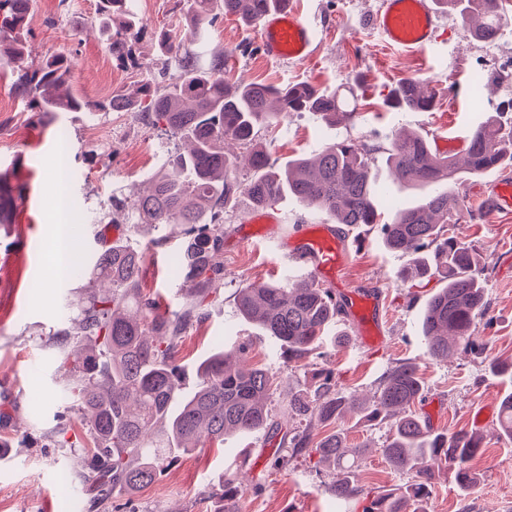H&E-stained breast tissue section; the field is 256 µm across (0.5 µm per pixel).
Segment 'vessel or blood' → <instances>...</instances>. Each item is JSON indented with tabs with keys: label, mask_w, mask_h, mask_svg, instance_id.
I'll list each match as a JSON object with an SVG mask.
<instances>
[{
	"label": "vessel or blood",
	"mask_w": 512,
	"mask_h": 512,
	"mask_svg": "<svg viewBox=\"0 0 512 512\" xmlns=\"http://www.w3.org/2000/svg\"><path fill=\"white\" fill-rule=\"evenodd\" d=\"M438 11L435 0H382L372 25L384 43L405 54L431 47L437 39ZM260 50L269 59L310 57L315 50L316 29L293 0H278L274 11L258 23ZM488 206L486 215L512 211V180L503 178L483 190ZM250 223L261 225L267 238L276 240L279 252L292 272H306L312 278L332 284L343 278L350 251L331 224L310 227L290 239L278 238V216L265 209L252 211ZM351 302L358 310L361 345L381 343L382 309L376 293L365 290L354 294Z\"/></svg>",
	"instance_id": "vessel-or-blood-1"
}]
</instances>
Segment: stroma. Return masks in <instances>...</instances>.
Returning <instances> with one entry per match:
<instances>
[{"instance_id": "stroma-1", "label": "stroma", "mask_w": 512, "mask_h": 512, "mask_svg": "<svg viewBox=\"0 0 512 512\" xmlns=\"http://www.w3.org/2000/svg\"><path fill=\"white\" fill-rule=\"evenodd\" d=\"M299 10L316 25L318 51L302 61H276L259 49V29L233 16L211 29V47L223 52L230 78H244L276 86L310 82L329 91L349 94L355 111L352 124L330 125L309 114H294L281 126L261 131L271 163L282 167L289 160L345 137L373 148L381 183L389 184L390 201L382 202L383 214L393 204H412L421 191L390 182L384 150L395 133L426 131L430 138L443 135L469 137L485 118L512 99L502 82L504 70H512V0H499L509 17L493 46L468 37L456 12L439 17L440 37L418 54L404 56L388 47L370 20L381 0H294ZM135 11L146 26L136 45L139 68L118 66L107 51L94 22L95 0H69L60 11L58 0H37L31 19L27 57L37 62L63 51L70 55L73 77L70 90L102 102L112 94L138 83L143 71L157 58L152 33L165 27L180 32L179 13L173 0H136ZM480 77L485 89L480 101L457 93V79ZM439 79L434 108L428 112H399L386 98L397 84L408 79ZM12 68L0 64V173L23 189L15 201L12 220L0 224V439L11 442L10 454L0 457V512H90L77 477L71 476L76 448H24L22 435L34 437L63 423L71 439H82L81 416L66 411L63 391L67 383L58 372L63 353L58 329L68 327L70 305L79 303L85 282L59 278L52 288L43 283L51 273L50 229L55 216L50 205L57 193H65L76 257L91 258L98 245L95 227L110 211L113 196L145 187L159 166L169 144L160 131L143 124L131 112H45L21 110L11 93ZM66 127L70 136L69 173L61 175L54 159L56 133ZM512 177V167L488 173L486 178L457 182L456 193L464 203L452 230L484 258L481 279L485 301L475 319L474 339L485 344L483 354L457 349L443 360L423 355L419 318L425 301L442 286L432 275L402 282L407 257L388 252L377 230L358 227L351 231L363 245L352 251L345 269L349 289L377 290L383 305L385 341L371 349L362 347L352 312L343 315L345 341L327 337L306 358L291 362L273 347L270 337L241 318L235 295L241 285L281 278L287 265L270 240L249 243L238 232L251 204L245 196L231 200L224 211V286L220 298L201 322L190 326L180 341L179 357L186 385L195 382L196 368L216 346L248 348L250 363L275 373L279 386L267 401L272 420L288 433L309 430L312 441L341 432L347 445L362 448L357 471L360 485L375 494L404 487L410 476L385 462L381 449L390 436L389 421H366L349 411L332 423L307 419L283 421L281 408L292 394L312 389L317 372L333 370L342 395L364 401L376 391L383 375L396 364L412 361L419 367L423 398L414 410L423 421H434L438 433L470 427L479 407L499 410L505 394L512 392V376L502 366L512 363V215L479 220L477 195L483 182ZM147 229L124 236V243L142 252L141 287L157 296L163 307L178 310L185 297L180 281L169 270L180 238H167L149 246ZM483 451L473 461L475 486L460 491L455 465L440 462L428 512H505L512 505V440L504 437L497 422L482 428ZM248 449L252 469L249 487L241 499V512H362L361 500L337 503L328 491L337 471L319 465L317 455L306 448L294 455L285 472L271 467L268 432L231 438L224 445L210 442L181 457L152 485L133 497L132 504L118 499L112 512H209L201 489L225 479L239 481L241 449ZM69 473L66 491H58L60 473Z\"/></svg>"}]
</instances>
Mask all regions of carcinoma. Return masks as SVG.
Listing matches in <instances>:
<instances>
[{"label": "carcinoma", "instance_id": "carcinoma-1", "mask_svg": "<svg viewBox=\"0 0 512 512\" xmlns=\"http://www.w3.org/2000/svg\"><path fill=\"white\" fill-rule=\"evenodd\" d=\"M36 0H0V58L13 64L11 89L33 112H134L147 124L176 141L167 150L149 188L111 206L125 212L133 231L150 225L164 235L180 227L183 246L175 259V275L192 284L189 301L179 311L161 310L159 302L140 292L142 254L117 240L97 250L90 263L75 264L73 279L89 278L101 284L72 310L78 326L67 336L68 352L60 368L69 374L65 388L70 408L86 426L84 452L74 469L82 491L95 512H109L115 492L133 495L154 483L179 458L207 440L224 443L235 433L268 428L266 400L276 377L267 368L246 363L245 347H222L204 358L198 381L189 391L181 382L179 340L187 327L206 316L221 295L224 265L220 252L224 236V206L234 195L246 196L254 207H272L291 196L329 213L346 227L380 225L383 246L411 258L405 278L438 273L446 280L428 300L421 318L425 354L438 360L459 346L472 348L474 321L484 305L480 278L481 256L445 225L453 223L460 198L451 188L464 175L493 170L497 160L512 161V125L489 116L469 138L463 165L431 150L428 134L395 135L386 151V165L404 184L430 189L418 203L395 209L380 223L372 149L352 138L324 145L311 156L273 169L267 155L254 146L262 129L277 127L293 112H309L334 123L336 117H354L334 92L308 83L274 87L242 79L224 78V54L211 53L207 28L221 16L232 15L247 25L277 4V0H175L183 34L167 29L157 34L161 67L152 70L130 90L104 103L67 91L72 64L65 53L34 63L27 60L26 43ZM95 23L118 65H136L133 43L142 32L132 0H97ZM457 8L462 18L480 16L467 28L470 38L493 41L503 24L498 0H436ZM434 93L413 80L392 90L387 105L411 112H428ZM231 139L247 152L244 159L224 151ZM250 175L239 177L240 164ZM21 188L0 174V215L9 220L15 194ZM239 314L272 337L290 358L310 353L327 329L337 324L342 305L330 290L314 282L249 283L235 298ZM423 392L418 366L412 361L390 368L371 400L360 405L370 421H392V434L382 454L395 470L413 472L409 484L390 494L368 497L363 512H374L378 500L383 512H427L435 479V464L455 462L457 486L466 490L475 482L471 462L480 453V437L458 430L432 434L409 411ZM357 406L336 392V379L327 372L314 390L288 399L287 417L310 416L335 422ZM499 426L512 437V395L501 403ZM319 462L342 475L329 485L338 501L363 494L357 461L363 450L347 445L340 432L320 439L314 448ZM217 501L214 512H240L244 486L220 481L201 490Z\"/></svg>", "mask_w": 512, "mask_h": 512}]
</instances>
